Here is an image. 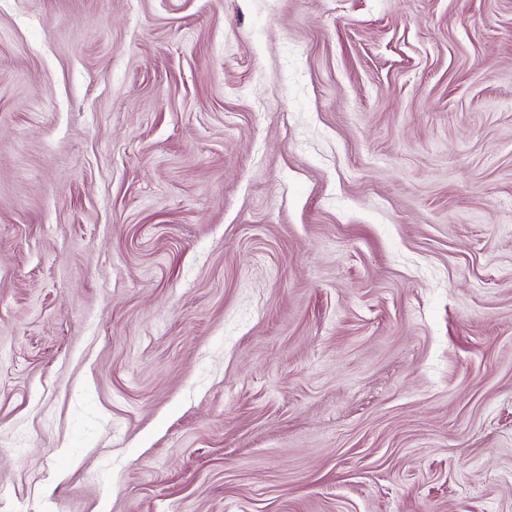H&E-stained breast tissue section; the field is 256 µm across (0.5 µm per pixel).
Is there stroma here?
Wrapping results in <instances>:
<instances>
[{
  "label": "stroma",
  "mask_w": 512,
  "mask_h": 512,
  "mask_svg": "<svg viewBox=\"0 0 512 512\" xmlns=\"http://www.w3.org/2000/svg\"><path fill=\"white\" fill-rule=\"evenodd\" d=\"M0 512H512V0H0Z\"/></svg>",
  "instance_id": "1"
}]
</instances>
